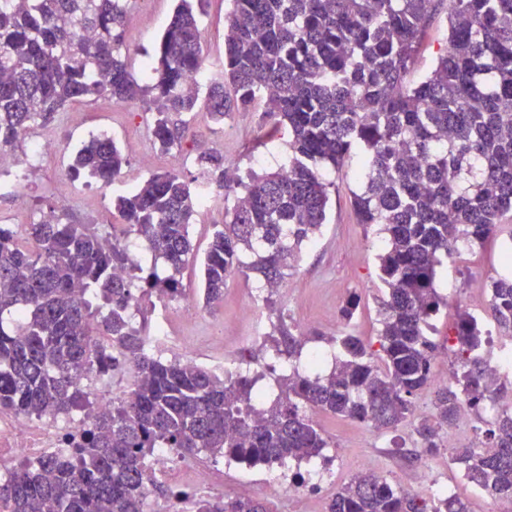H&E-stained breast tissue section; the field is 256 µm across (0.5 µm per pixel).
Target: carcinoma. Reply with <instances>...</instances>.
Wrapping results in <instances>:
<instances>
[{
	"label": "carcinoma",
	"mask_w": 512,
	"mask_h": 512,
	"mask_svg": "<svg viewBox=\"0 0 512 512\" xmlns=\"http://www.w3.org/2000/svg\"><path fill=\"white\" fill-rule=\"evenodd\" d=\"M207 0H179L146 65L129 71L124 39L129 0H0V148H15L35 126L88 100L149 98L154 144L182 147L183 116L204 108L216 125L261 97L262 120L288 136V161L248 180L230 179L224 155L194 158L200 177L163 171L118 198L122 234L151 257L137 274L126 246L88 225L0 224V412L56 418L90 404L92 373L132 368L133 387L112 411L81 429L77 444L0 477V512H146L147 461L156 448L185 458H227L248 466L311 461L331 443L306 407L389 429L412 412L423 389L435 413L415 432L419 454L435 456L440 431L463 401L499 391L478 321L458 311V369L431 381L442 345L426 335L444 299L436 267L461 243L492 237L512 212V0H448V45L435 69L407 81L436 0H233L224 28V72L200 98L189 80L203 68L199 14ZM366 156L354 196L358 223L379 225L387 300L379 349L364 337L331 338L345 352L322 376L299 370L305 336L285 323L269 337L288 365L275 398L258 401L250 374H219L165 359L136 324L139 300L182 293L180 274L200 264V299L224 303L232 276H262L268 295L283 286L302 245L326 221L331 184L352 152ZM128 164L114 141L92 138L67 176L109 183ZM224 192V223L203 256L190 236L201 188ZM254 255L246 260L245 253ZM489 310L512 326V279L491 282ZM477 444L456 459L487 496L512 499V412L501 411ZM194 512H271L252 497H208ZM327 512H469L465 491L422 498L386 479L359 475L331 497Z\"/></svg>",
	"instance_id": "cac0c4a2"
}]
</instances>
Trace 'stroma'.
Here are the masks:
<instances>
[{"label":"stroma","mask_w":512,"mask_h":512,"mask_svg":"<svg viewBox=\"0 0 512 512\" xmlns=\"http://www.w3.org/2000/svg\"><path fill=\"white\" fill-rule=\"evenodd\" d=\"M176 0H130L125 23V40L130 48L129 63L136 79H143L144 64L168 25ZM231 0H209L202 18V53L206 66L201 87L218 79L224 62V24ZM448 41V3L438 0L425 25L424 37L408 74L410 82L425 79L435 68ZM265 108L256 101L250 111L233 112L223 125H215L206 113L189 119V134L183 148L163 154L154 147L152 110L149 104L77 103L57 114L50 125L35 128L32 140L51 139L57 146V162L51 167L26 168L23 179L0 174V219L10 224H27L47 210L74 224H89L100 234L112 232L120 217L113 200L125 195L145 178L162 171L197 175L195 156L218 151L239 173L265 174L276 170L288 158L284 136H271L261 119ZM105 134L116 140L128 164L120 177L104 186L87 179L71 181L66 168L73 151L91 136ZM365 157L354 152L341 169L327 170L333 189L326 222L302 246L300 258L284 288L271 300H259L266 335H273L278 322H286L304 334V353L321 351L334 354L329 337L351 330L377 340L382 328L381 310L385 290L380 280L379 255L385 248L377 227L359 224L353 208V194L359 191V172ZM512 242V215L502 220L497 235L474 245L460 255L443 261L436 270L435 286L448 304L432 317L433 334L444 342L459 309L476 317L481 328L491 333V345L512 342V330L498 326L489 308V288L493 280L512 276V265H505L502 248ZM257 276H237L227 280L224 303L214 313L191 318L179 310L168 315L173 335L184 337L202 358L224 357L246 366L255 325L244 317L241 306L249 289L258 287ZM358 298L359 314L345 323L340 310L350 298ZM433 411V395L424 390L413 399L412 415L393 430L330 417L320 411L311 416L332 444L333 478L306 489L299 497L267 495L266 488L282 475L294 472V462L285 465L249 467L223 459L217 467L225 472L224 496H246L267 500L272 512H325L336 487L358 474L377 472L395 486L412 484L425 489L426 478H434L447 489L465 488L464 466L455 449L441 446L432 458H414L415 426Z\"/></svg>","instance_id":"35a3bbf8"}]
</instances>
